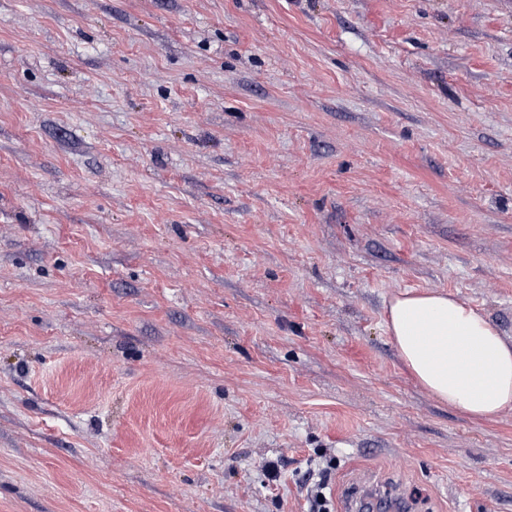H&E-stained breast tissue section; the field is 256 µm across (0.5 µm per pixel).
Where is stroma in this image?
Wrapping results in <instances>:
<instances>
[{
	"label": "stroma",
	"instance_id": "stroma-1",
	"mask_svg": "<svg viewBox=\"0 0 512 512\" xmlns=\"http://www.w3.org/2000/svg\"><path fill=\"white\" fill-rule=\"evenodd\" d=\"M408 291L512 341V0H0V512H512Z\"/></svg>",
	"mask_w": 512,
	"mask_h": 512
}]
</instances>
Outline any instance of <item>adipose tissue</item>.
<instances>
[{"label": "adipose tissue", "instance_id": "1", "mask_svg": "<svg viewBox=\"0 0 512 512\" xmlns=\"http://www.w3.org/2000/svg\"><path fill=\"white\" fill-rule=\"evenodd\" d=\"M388 331L418 383L473 420L512 410V342L469 304L407 293L388 309Z\"/></svg>", "mask_w": 512, "mask_h": 512}]
</instances>
